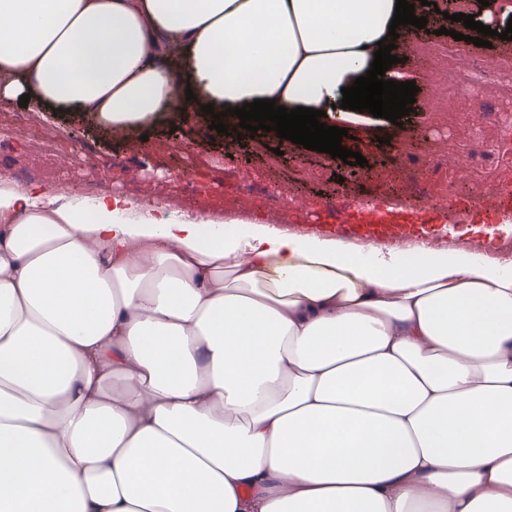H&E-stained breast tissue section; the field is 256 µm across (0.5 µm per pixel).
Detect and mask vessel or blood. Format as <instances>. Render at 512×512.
I'll list each match as a JSON object with an SVG mask.
<instances>
[{"mask_svg": "<svg viewBox=\"0 0 512 512\" xmlns=\"http://www.w3.org/2000/svg\"><path fill=\"white\" fill-rule=\"evenodd\" d=\"M336 224L326 225L327 233L337 238L377 244L387 240H407L413 230L414 217L404 211L385 208L360 210L346 209L336 216Z\"/></svg>", "mask_w": 512, "mask_h": 512, "instance_id": "obj_1", "label": "vessel or blood"}]
</instances>
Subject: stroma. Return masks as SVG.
<instances>
[{
  "mask_svg": "<svg viewBox=\"0 0 512 512\" xmlns=\"http://www.w3.org/2000/svg\"><path fill=\"white\" fill-rule=\"evenodd\" d=\"M464 11L478 21L492 15L496 35L490 46L454 40V33L464 32L463 23L433 14L427 29L403 39V61L396 66L418 88L410 114L397 125L367 112L348 114L344 126L353 137L348 148L365 157L366 165L332 160L278 137L206 131L197 117L183 112L162 113L142 133L131 134L85 112L14 102L0 104V173L12 178L21 161L38 163L32 138L46 130L53 136L57 174L45 187L63 203L77 201L89 183L97 182L102 192L145 198L176 215L243 231L268 224L267 199L274 196L287 212L279 231L305 236L319 213L336 203L378 205L397 197L423 223L439 225L443 206L457 198L470 206L468 224H477L480 183L512 186V130L504 123L512 117V98L490 105L472 91L457 98L447 122L439 123L432 104L444 88L431 80L421 59L427 53L450 54L462 67L491 66L506 53L498 33L512 17L500 11L499 0L485 6L468 0ZM469 148L477 150L478 162L467 173L455 155ZM244 179L264 191L249 208L237 202Z\"/></svg>",
  "mask_w": 512,
  "mask_h": 512,
  "instance_id": "1",
  "label": "stroma"
}]
</instances>
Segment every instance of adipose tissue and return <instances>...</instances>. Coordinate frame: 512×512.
<instances>
[{"instance_id": "obj_1", "label": "adipose tissue", "mask_w": 512, "mask_h": 512, "mask_svg": "<svg viewBox=\"0 0 512 512\" xmlns=\"http://www.w3.org/2000/svg\"><path fill=\"white\" fill-rule=\"evenodd\" d=\"M395 5L0 0V102L327 112ZM138 207L0 176V512H512V261Z\"/></svg>"}]
</instances>
